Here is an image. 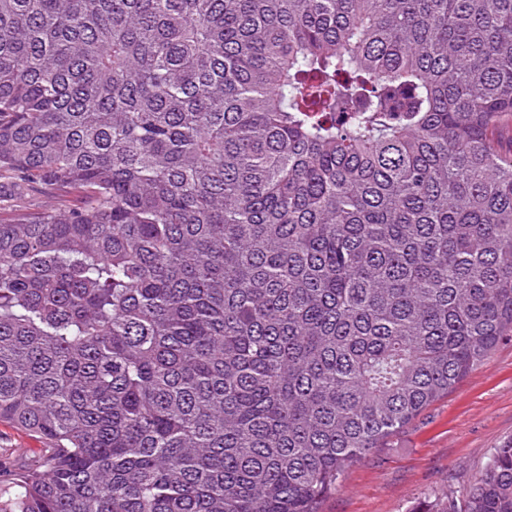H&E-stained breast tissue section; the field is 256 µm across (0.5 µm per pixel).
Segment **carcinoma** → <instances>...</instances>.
I'll list each match as a JSON object with an SVG mask.
<instances>
[{"mask_svg": "<svg viewBox=\"0 0 512 512\" xmlns=\"http://www.w3.org/2000/svg\"><path fill=\"white\" fill-rule=\"evenodd\" d=\"M509 117L512 0H0V512H318L512 336ZM7 188L8 186H5L1 192L0 220L2 221L13 218L16 210L19 209L16 205H22L28 209H37L52 200L49 192L39 184H31L20 201H16L13 192H10ZM48 448L42 439L7 422H0V488L7 491L13 474Z\"/></svg>", "mask_w": 512, "mask_h": 512, "instance_id": "1", "label": "carcinoma"}]
</instances>
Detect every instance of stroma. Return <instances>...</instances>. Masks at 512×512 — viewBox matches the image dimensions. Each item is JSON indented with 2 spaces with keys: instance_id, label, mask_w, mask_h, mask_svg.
I'll list each match as a JSON object with an SVG mask.
<instances>
[{
  "instance_id": "stroma-1",
  "label": "stroma",
  "mask_w": 512,
  "mask_h": 512,
  "mask_svg": "<svg viewBox=\"0 0 512 512\" xmlns=\"http://www.w3.org/2000/svg\"><path fill=\"white\" fill-rule=\"evenodd\" d=\"M512 438V337L448 393L344 472L319 512H429L483 474ZM42 439L0 422V488L37 455Z\"/></svg>"
}]
</instances>
